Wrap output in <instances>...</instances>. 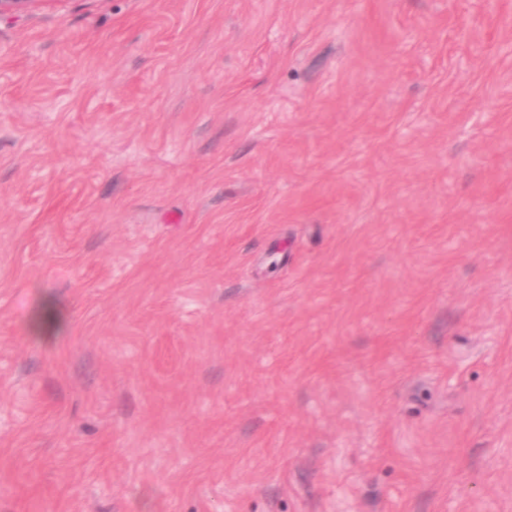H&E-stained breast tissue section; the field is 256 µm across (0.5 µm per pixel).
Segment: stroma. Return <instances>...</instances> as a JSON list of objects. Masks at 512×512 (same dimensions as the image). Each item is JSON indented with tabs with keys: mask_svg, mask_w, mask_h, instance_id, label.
<instances>
[{
	"mask_svg": "<svg viewBox=\"0 0 512 512\" xmlns=\"http://www.w3.org/2000/svg\"><path fill=\"white\" fill-rule=\"evenodd\" d=\"M0 512H512V0L1 16Z\"/></svg>",
	"mask_w": 512,
	"mask_h": 512,
	"instance_id": "obj_1",
	"label": "stroma"
}]
</instances>
